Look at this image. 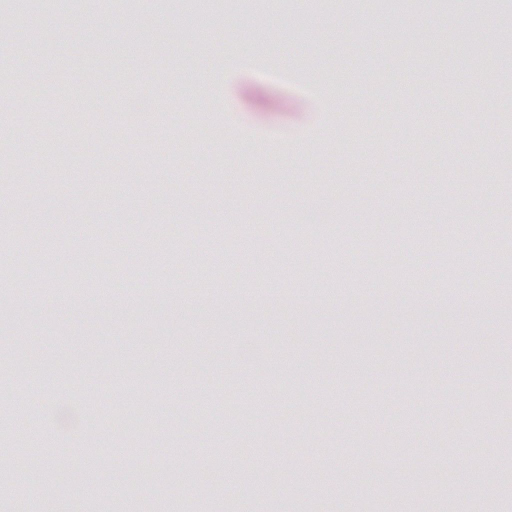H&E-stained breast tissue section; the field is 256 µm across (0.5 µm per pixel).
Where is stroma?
<instances>
[{
    "label": "stroma",
    "instance_id": "35a3bbf8",
    "mask_svg": "<svg viewBox=\"0 0 512 512\" xmlns=\"http://www.w3.org/2000/svg\"><path fill=\"white\" fill-rule=\"evenodd\" d=\"M509 21L512 0H251L239 15L229 0H0L40 61L0 111V402L14 434L48 442L0 512H41L46 485L57 512H512V304L449 309L459 279L436 248L454 235L468 284L512 249V184L469 174L512 165V104L474 110L457 85L468 48ZM229 32L243 61L228 71ZM308 70L332 81L331 105ZM382 71L403 85L377 88ZM177 229L200 244L153 270L154 302L117 301L144 235ZM30 230L57 244L60 272L38 285L12 269ZM93 239L121 246L123 276L74 279ZM378 239L412 254L404 271L375 266ZM186 269L209 273L187 312ZM257 287L268 300L246 302ZM380 439L373 466L343 453ZM475 470L485 495L459 494Z\"/></svg>",
    "mask_w": 512,
    "mask_h": 512
}]
</instances>
